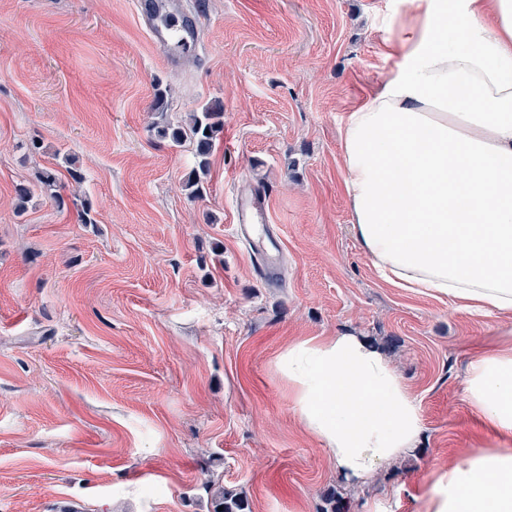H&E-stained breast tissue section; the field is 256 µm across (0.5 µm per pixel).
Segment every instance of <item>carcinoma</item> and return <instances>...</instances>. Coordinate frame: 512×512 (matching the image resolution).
Masks as SVG:
<instances>
[{
  "instance_id": "cac0c4a2",
  "label": "carcinoma",
  "mask_w": 512,
  "mask_h": 512,
  "mask_svg": "<svg viewBox=\"0 0 512 512\" xmlns=\"http://www.w3.org/2000/svg\"><path fill=\"white\" fill-rule=\"evenodd\" d=\"M224 130V106L221 102H214L204 107L199 112L189 115L186 123H177L165 126L161 130L163 136L171 138L177 145L189 144L192 146L194 155L197 158L198 171L194 172L187 186L191 188L194 197H200L205 192L202 178L208 175L209 158L211 152ZM215 510L213 512H249L248 500L242 496L233 495L223 488L213 484H207ZM223 510H218V507Z\"/></svg>"
}]
</instances>
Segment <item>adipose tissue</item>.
Returning <instances> with one entry per match:
<instances>
[{
  "label": "adipose tissue",
  "mask_w": 512,
  "mask_h": 512,
  "mask_svg": "<svg viewBox=\"0 0 512 512\" xmlns=\"http://www.w3.org/2000/svg\"><path fill=\"white\" fill-rule=\"evenodd\" d=\"M388 45L399 62L341 128L356 239L386 282L512 315V0H414ZM300 422L346 480L415 447L417 404L359 337H311L276 363ZM465 395L512 439V342L472 362ZM424 512H512V448L439 470Z\"/></svg>",
  "instance_id": "adipose-tissue-1"
}]
</instances>
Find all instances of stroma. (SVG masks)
Here are the masks:
<instances>
[{
    "label": "stroma",
    "instance_id": "35a3bbf8",
    "mask_svg": "<svg viewBox=\"0 0 512 512\" xmlns=\"http://www.w3.org/2000/svg\"><path fill=\"white\" fill-rule=\"evenodd\" d=\"M138 2L0 0V512H213L207 479L251 512H324L332 490L345 512H423L436 471L503 445L464 386L512 318L385 283L351 230L339 129L393 76L411 0H180L201 34L176 66ZM215 101L194 201L190 146L155 127ZM47 168L65 205L38 191L17 214L16 184ZM254 186L281 242L270 283L232 222ZM346 332L392 361L423 425L357 484L275 368Z\"/></svg>",
    "mask_w": 512,
    "mask_h": 512
}]
</instances>
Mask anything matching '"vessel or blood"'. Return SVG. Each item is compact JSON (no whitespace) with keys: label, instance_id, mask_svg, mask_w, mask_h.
Returning <instances> with one entry per match:
<instances>
[{"label":"vessel or blood","instance_id":"obj_1","mask_svg":"<svg viewBox=\"0 0 512 512\" xmlns=\"http://www.w3.org/2000/svg\"><path fill=\"white\" fill-rule=\"evenodd\" d=\"M146 11L152 41L168 63H177L180 51L197 46L198 18L194 13L179 10L176 0H151ZM233 221L246 234L253 254L262 258L258 275L271 280L276 273L273 256L279 252L280 242L270 227L267 193L253 188L237 195Z\"/></svg>","mask_w":512,"mask_h":512}]
</instances>
